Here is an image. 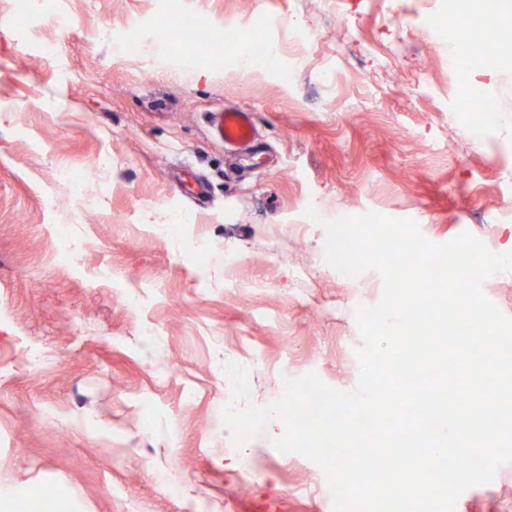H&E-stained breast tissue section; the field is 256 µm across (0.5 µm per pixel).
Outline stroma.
Here are the masks:
<instances>
[{"label":"stroma","instance_id":"35a3bbf8","mask_svg":"<svg viewBox=\"0 0 512 512\" xmlns=\"http://www.w3.org/2000/svg\"><path fill=\"white\" fill-rule=\"evenodd\" d=\"M442 0H0V478L53 512H327L321 468L278 451L280 420L235 447L226 362L251 401L313 372L351 390L355 311L383 291L324 260L326 219L374 211L432 243L512 240V45L474 134L451 105ZM212 33L175 53L154 19ZM260 32L266 67L225 56ZM142 55L126 58L116 45ZM372 46L386 66L358 61ZM431 87L414 95L420 74ZM253 112L263 152L237 169L211 111ZM99 160L82 197L61 175ZM208 180L206 203L172 171ZM184 218L177 237L158 224ZM237 264L225 269L224 253ZM455 512H512V463Z\"/></svg>","mask_w":512,"mask_h":512}]
</instances>
